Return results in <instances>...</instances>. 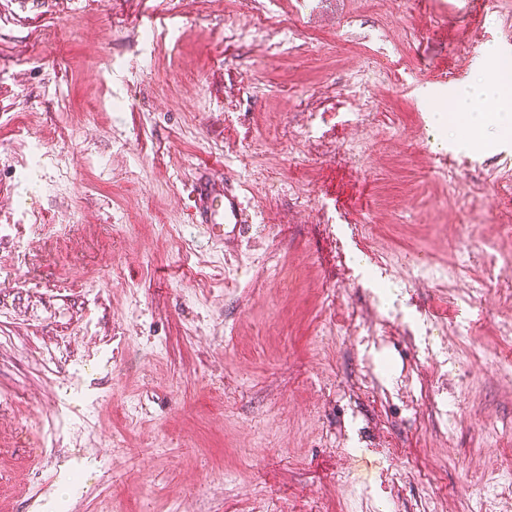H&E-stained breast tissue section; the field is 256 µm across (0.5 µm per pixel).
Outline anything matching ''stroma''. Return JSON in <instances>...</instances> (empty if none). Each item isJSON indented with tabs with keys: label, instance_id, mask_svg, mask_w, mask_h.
I'll return each instance as SVG.
<instances>
[{
	"label": "stroma",
	"instance_id": "1",
	"mask_svg": "<svg viewBox=\"0 0 512 512\" xmlns=\"http://www.w3.org/2000/svg\"><path fill=\"white\" fill-rule=\"evenodd\" d=\"M511 57L512 0H0V512H512V137L435 122ZM191 194V223L197 224L205 235L223 246L232 245L243 224L251 221L234 182L215 175L207 167L199 168L195 173Z\"/></svg>",
	"mask_w": 512,
	"mask_h": 512
}]
</instances>
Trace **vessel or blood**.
I'll use <instances>...</instances> for the list:
<instances>
[{
    "mask_svg": "<svg viewBox=\"0 0 512 512\" xmlns=\"http://www.w3.org/2000/svg\"><path fill=\"white\" fill-rule=\"evenodd\" d=\"M191 221L215 242L228 246L239 237L250 215L232 180L203 167L196 172L192 190Z\"/></svg>",
    "mask_w": 512,
    "mask_h": 512,
    "instance_id": "obj_1",
    "label": "vessel or blood"
}]
</instances>
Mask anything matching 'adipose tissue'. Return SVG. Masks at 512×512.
I'll list each match as a JSON object with an SVG mask.
<instances>
[{
	"mask_svg": "<svg viewBox=\"0 0 512 512\" xmlns=\"http://www.w3.org/2000/svg\"><path fill=\"white\" fill-rule=\"evenodd\" d=\"M495 98L500 107L497 114V123L504 132L512 133V68H495L491 78L481 84H474L464 89L454 112H438L436 121L445 124L454 121L461 127L476 128L481 126L486 116L478 112L476 102L481 97Z\"/></svg>",
	"mask_w": 512,
	"mask_h": 512,
	"instance_id": "adipose-tissue-1",
	"label": "adipose tissue"
}]
</instances>
